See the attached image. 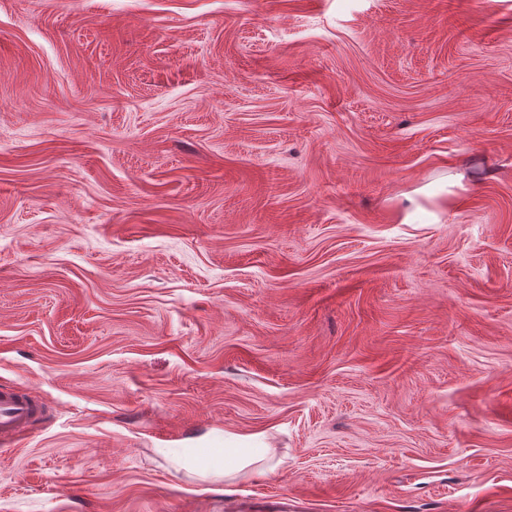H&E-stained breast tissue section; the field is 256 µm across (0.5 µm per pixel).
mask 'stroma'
<instances>
[{
	"label": "stroma",
	"mask_w": 512,
	"mask_h": 512,
	"mask_svg": "<svg viewBox=\"0 0 512 512\" xmlns=\"http://www.w3.org/2000/svg\"><path fill=\"white\" fill-rule=\"evenodd\" d=\"M4 387L0 512H512V0H0ZM41 411L39 401L28 393L0 389V445H12L25 437ZM264 448H211L210 454L204 455L206 464L202 465L197 456H184L175 459L178 466L193 468L202 476H231L265 458ZM204 470H202V468Z\"/></svg>",
	"instance_id": "stroma-1"
}]
</instances>
